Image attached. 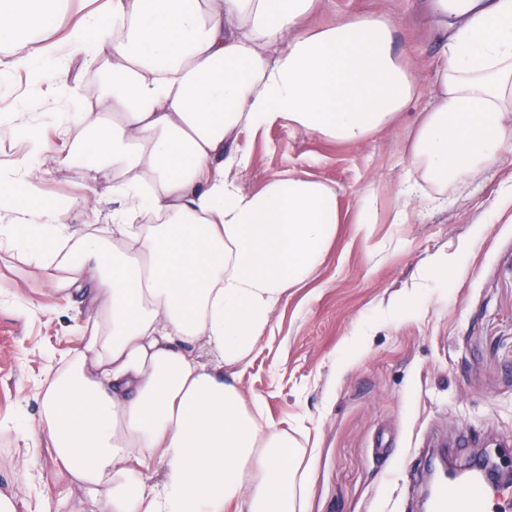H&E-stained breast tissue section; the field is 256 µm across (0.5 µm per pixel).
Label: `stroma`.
<instances>
[{
  "mask_svg": "<svg viewBox=\"0 0 512 512\" xmlns=\"http://www.w3.org/2000/svg\"><path fill=\"white\" fill-rule=\"evenodd\" d=\"M383 12L395 23L398 45L418 63L419 107L435 80L438 32L417 0H331L333 17ZM18 111L46 123L68 112L51 81L0 76ZM251 155L242 177L255 190L276 172L301 167L336 191L344 223L324 263L271 316L265 336L236 375L245 396L261 397L266 416L306 450L307 512H415L422 484L409 474L430 448L446 446L458 463L480 448L512 466V152L477 177L448 189L447 202L421 194L422 214L410 224L389 218L409 159L404 129L360 145L326 141L275 127L241 134ZM57 143L44 163L45 200L81 194L83 180ZM376 191L382 223L356 232L359 197ZM460 251L461 272L432 279L410 296L427 259ZM0 250V421L36 419L37 393L48 354L79 347L70 325L80 305L52 297ZM43 304L30 313L28 301ZM37 512L46 489L70 506L81 488L57 474L51 449L16 451L13 432L0 429V480Z\"/></svg>",
  "mask_w": 512,
  "mask_h": 512,
  "instance_id": "1",
  "label": "stroma"
}]
</instances>
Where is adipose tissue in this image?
<instances>
[{"label": "adipose tissue", "mask_w": 512, "mask_h": 512, "mask_svg": "<svg viewBox=\"0 0 512 512\" xmlns=\"http://www.w3.org/2000/svg\"><path fill=\"white\" fill-rule=\"evenodd\" d=\"M0 0L4 71L107 58L94 104L46 125L0 95L23 146L0 163V249L81 297L84 345L51 366L39 422H9L20 458L48 444L88 512H305L303 448L224 376L336 240L335 189L301 168L248 191L242 133L359 145L410 110L406 196L438 197L512 149V0H434L446 22L432 104L381 12L322 26L329 0ZM74 19L53 33V18ZM85 194L42 198L53 138ZM112 227L73 223L90 195Z\"/></svg>", "instance_id": "obj_1"}]
</instances>
